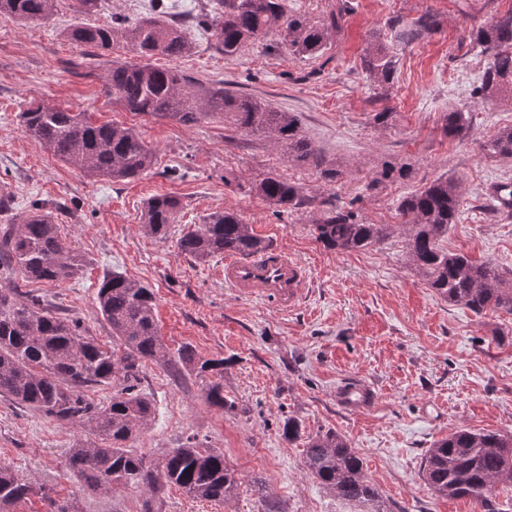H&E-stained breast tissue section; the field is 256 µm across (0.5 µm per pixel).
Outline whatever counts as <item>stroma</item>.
Segmentation results:
<instances>
[{"label":"stroma","instance_id":"obj_1","mask_svg":"<svg viewBox=\"0 0 512 512\" xmlns=\"http://www.w3.org/2000/svg\"><path fill=\"white\" fill-rule=\"evenodd\" d=\"M286 8L314 22L342 10L341 27L321 56L294 55L275 33L227 56L189 27L185 34L194 50L171 65L196 85L221 84L294 113L304 136L342 170L333 183L289 161L268 137L229 122L184 124L113 104L105 94L107 67L138 56L122 42L101 55L67 41L64 31L81 20L71 0H58L50 19L27 25L0 15V196L13 201L0 225L42 200L58 207L61 234L85 261L81 275L60 283L29 282L19 271L12 279L108 342L112 331L97 291L103 278L123 274L153 290L158 332L170 357L187 348L194 361L223 360L231 411L208 403L192 363L172 370L148 361L140 370L138 389L151 400L153 414L131 449L156 461L192 442L223 452L243 479L238 495L224 505L168 488L157 512H267L271 503L281 512H351L303 466L307 437L327 431L356 449L393 512H482L471 500L433 495L421 468L426 450L458 428L512 433V315H477L429 288L397 228L398 205L434 179L459 183V215L443 247L512 275V218L495 210L490 195L495 184L512 183V158L482 148L512 127V102L470 95L489 62L472 33L511 10L512 0H286ZM427 14L435 21L430 33L396 40L392 22L404 25ZM375 37L397 53L386 83L361 68ZM31 101L136 128L155 150L154 168L118 182L89 178L22 131L19 112ZM455 109L471 118L461 141L443 131L445 113ZM379 112L389 113L387 123L375 122ZM387 162L411 164V177L371 188ZM173 168L182 169L183 178L170 177ZM272 174L296 183L312 206L278 211L254 189ZM156 195L177 197L183 205L163 239L141 229L144 204ZM332 206L395 230L365 250L325 249L313 221ZM225 209L306 266L297 307L278 310L262 299L239 297L224 283L223 257L199 262L180 253L182 234ZM349 375L376 386L380 399L371 412L337 406L336 385ZM290 418L301 425L293 441L282 435ZM91 435L89 426L0 396V462L49 489L54 499L78 496L82 512H142L141 492L82 493L67 474L72 443ZM257 480L264 491H255Z\"/></svg>","mask_w":512,"mask_h":512}]
</instances>
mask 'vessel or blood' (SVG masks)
<instances>
[{
  "label": "vessel or blood",
  "instance_id": "vessel-or-blood-1",
  "mask_svg": "<svg viewBox=\"0 0 512 512\" xmlns=\"http://www.w3.org/2000/svg\"><path fill=\"white\" fill-rule=\"evenodd\" d=\"M304 279L303 267L281 249L266 250L244 260L224 259L226 283L242 295L273 300L281 309L296 302ZM377 401L374 386L362 379L354 377L336 386V404L343 410L365 413Z\"/></svg>",
  "mask_w": 512,
  "mask_h": 512
}]
</instances>
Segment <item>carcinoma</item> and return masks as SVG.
Returning a JSON list of instances; mask_svg holds the SVG:
<instances>
[{
  "instance_id": "obj_1",
  "label": "carcinoma",
  "mask_w": 512,
  "mask_h": 512,
  "mask_svg": "<svg viewBox=\"0 0 512 512\" xmlns=\"http://www.w3.org/2000/svg\"><path fill=\"white\" fill-rule=\"evenodd\" d=\"M55 2L0 0V14L23 24L45 21ZM153 2L155 13L135 22L116 16L107 26L79 24L65 32L71 43L98 51H108L121 40L141 58L138 63H112L106 94L113 103L129 112L183 123L225 118L239 129L271 138L289 160L315 168L323 180L334 182L341 176V170L327 162L301 133L293 113L275 110L222 85L197 87L177 69L152 64L156 56L178 58L192 51L181 27L169 18L168 4ZM340 19L338 13L323 22L290 16L284 0H210L209 8L194 15L192 23L209 34L227 56L273 31L279 32L293 53L317 56L339 30ZM432 26V19L425 16L403 27L401 36L412 41ZM474 42L481 52L490 54L479 91L485 96L512 92V11L479 27ZM396 63L393 52L377 41L361 58L363 71L385 83ZM19 118L26 135L91 177L125 180L146 175L155 165L153 148L133 127L97 124L83 112L41 104L29 105ZM444 132L454 140H464L469 133L468 115L460 110L448 113ZM483 149L512 157V127L500 130ZM411 173L408 164L385 163L370 187L405 180ZM255 191L285 211L309 202L298 185L275 175L256 183ZM460 197L457 183L437 178L401 200L398 210L404 223L397 226L367 224L341 208L323 210L313 220L316 239L328 250H364L385 240L397 227L408 237L413 265L439 296L475 314L491 309L512 315L511 278L489 262L442 247L448 227L456 222ZM180 210L177 198L154 196L144 206L142 227L163 238ZM178 248L203 262L225 253L248 256L267 245L237 213L223 210L208 214L203 223L184 233ZM83 268V256L63 241L55 214L45 203L35 200L12 223L0 225L1 280L19 269L31 281L60 282L80 275ZM97 303L112 329L110 346L17 287L1 288L0 396L58 421L91 427L96 440H76L64 462L82 490L138 489L147 495L144 512H153V502L169 486L216 504L227 503L237 494L242 478L226 464L224 453L188 444L170 450L155 463L128 448L127 442L145 428L153 413L150 399L136 390L140 369L147 361L166 367L171 359L158 333L154 295L148 286L114 274L100 284ZM180 359L193 363L187 351ZM195 370L202 377H213L206 385L211 405L233 407L221 383L224 360L198 362ZM110 383L117 390L100 407L81 392L86 386ZM304 466L325 490L359 507V512H390L367 477L363 459L345 437L328 431L309 438ZM422 478L438 497L466 498L480 504L483 512H504L493 491L500 483L512 484V435L459 428L428 449ZM36 495L50 503V512H81L76 499L55 500L44 489L21 482L10 466L0 464V512Z\"/></svg>"
}]
</instances>
